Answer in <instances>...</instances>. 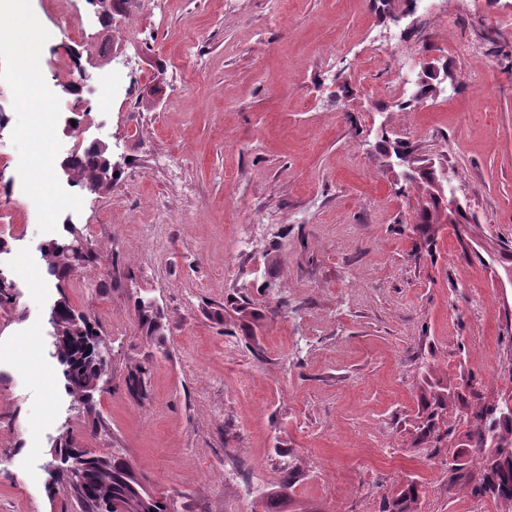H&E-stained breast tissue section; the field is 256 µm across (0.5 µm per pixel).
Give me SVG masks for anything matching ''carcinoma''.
I'll return each instance as SVG.
<instances>
[{
	"label": "carcinoma",
	"mask_w": 512,
	"mask_h": 512,
	"mask_svg": "<svg viewBox=\"0 0 512 512\" xmlns=\"http://www.w3.org/2000/svg\"><path fill=\"white\" fill-rule=\"evenodd\" d=\"M96 154L86 150L74 160L75 184L85 188L95 183L98 170ZM439 176L438 169L425 165L420 172H411L408 182L413 184L416 197L424 196L430 189V182ZM416 231L427 245H432L448 218V208L435 200L422 208L416 216ZM454 224H468V218L459 213L450 219ZM100 259L97 249L83 251L59 250L52 254L42 252V261L47 274L57 281L66 280L76 269L97 262ZM135 312L139 328L145 339L151 343L163 336L164 323L161 309L144 300L135 303ZM87 334L74 336L68 344L62 346L56 358L62 366L64 387L73 398L87 402L83 414L87 417V426L92 434L105 428L96 403V395L108 391L99 385L94 388L76 387L72 378L77 376L85 382L104 379L110 373L109 362L96 354V348L103 346V337L96 326L85 322ZM429 383L426 404V416L417 427L415 442L418 445L430 444L439 449L442 440L454 435V426L448 424V403L455 396L448 393V386L436 376L434 367L427 366ZM147 367L136 364L128 369L125 385L130 392H140L146 388ZM475 427L466 432V445L476 454H485L486 436L493 433L505 448L512 449V416L502 417L491 407H483L474 413ZM52 460L58 469L48 481L49 490L55 491L71 482L68 472L73 461L80 462V471L86 475L83 490L73 498L79 512H172L171 499L159 496L149 490L143 478L137 474L133 463L120 455H99L83 445V439L66 430L54 444ZM482 490L494 495L502 504L501 512H512V460L493 458L485 462L481 482ZM419 491L415 479L403 480L397 493L382 499L379 512H416Z\"/></svg>",
	"instance_id": "1"
}]
</instances>
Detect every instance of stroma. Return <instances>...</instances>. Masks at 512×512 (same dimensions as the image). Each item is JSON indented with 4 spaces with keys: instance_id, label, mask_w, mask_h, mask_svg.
I'll list each match as a JSON object with an SVG mask.
<instances>
[{
    "instance_id": "stroma-1",
    "label": "stroma",
    "mask_w": 512,
    "mask_h": 512,
    "mask_svg": "<svg viewBox=\"0 0 512 512\" xmlns=\"http://www.w3.org/2000/svg\"><path fill=\"white\" fill-rule=\"evenodd\" d=\"M460 42L482 62L448 55ZM404 55L411 79L447 70L439 95L398 106ZM77 70L109 91L78 110L117 167L111 192L76 186L64 207L67 144L31 123L67 111ZM0 113V199L33 160L30 197L107 256L62 283L23 253L0 260L20 291L0 309V512H75L46 490L54 439L87 422L51 345L62 295L110 349L106 429L85 446L130 459L180 512H265L293 467L277 512H379L408 476L418 512H465L484 459L452 483L445 455L413 447L424 368L457 413L512 396V288L458 227L424 243L383 151L448 167L472 231L512 242V0H429L397 22L384 0H133L108 25L88 0H34L0 30ZM141 298L165 316L160 344L138 329Z\"/></svg>"
}]
</instances>
